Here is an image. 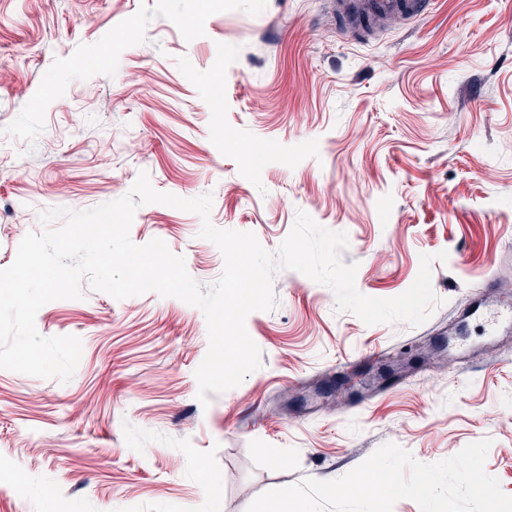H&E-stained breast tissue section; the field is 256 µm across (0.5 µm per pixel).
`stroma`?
<instances>
[{
	"label": "stroma",
	"instance_id": "35a3bbf8",
	"mask_svg": "<svg viewBox=\"0 0 512 512\" xmlns=\"http://www.w3.org/2000/svg\"><path fill=\"white\" fill-rule=\"evenodd\" d=\"M328 0H0V269L41 212L125 196L139 173L212 224L276 252L298 212L346 233L364 295L392 298L424 254L425 323L364 325L333 289L281 269L246 329L262 366L197 399L202 311L82 283L35 317L73 335L69 381L0 369V512H247L264 492L335 480L393 442L423 463L491 440L512 496V329L472 298L512 301V0H429L370 42ZM197 214L138 208L215 283ZM56 486L47 495L46 486Z\"/></svg>",
	"mask_w": 512,
	"mask_h": 512
}]
</instances>
